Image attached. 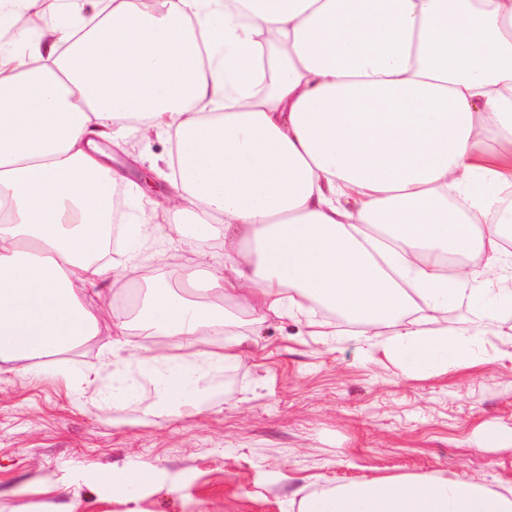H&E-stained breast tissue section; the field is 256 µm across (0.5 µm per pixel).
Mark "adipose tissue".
<instances>
[{
	"label": "adipose tissue",
	"instance_id": "1",
	"mask_svg": "<svg viewBox=\"0 0 512 512\" xmlns=\"http://www.w3.org/2000/svg\"><path fill=\"white\" fill-rule=\"evenodd\" d=\"M0 0V368H54L103 322L131 349L112 281L139 278L148 222H112L100 142L165 133L153 166L207 251L139 278L161 407L203 410L253 320L312 304L360 325L407 375L468 366L512 315V0H60L45 26ZM480 255L448 267L446 255ZM475 310L464 331L449 307ZM224 332L214 349L206 337ZM298 512H512V486L463 472L299 486Z\"/></svg>",
	"mask_w": 512,
	"mask_h": 512
}]
</instances>
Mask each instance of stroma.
<instances>
[{"label": "stroma", "instance_id": "stroma-1", "mask_svg": "<svg viewBox=\"0 0 512 512\" xmlns=\"http://www.w3.org/2000/svg\"><path fill=\"white\" fill-rule=\"evenodd\" d=\"M169 149L130 130L112 166L133 180ZM196 247L195 238L163 231L142 264L163 274L169 254ZM247 331L232 390L189 416L159 408L153 379L135 370L129 352L101 368L107 322L64 356L97 371L80 394L52 371L24 381L0 373V512H289L299 485L371 473L463 471L493 486L512 482V446L476 444L487 425L512 430V319L491 325L469 367L414 377L343 322L332 336L293 317ZM117 388L135 399L113 404ZM135 462L177 479V491L152 486L131 496L96 478L101 468Z\"/></svg>", "mask_w": 512, "mask_h": 512}]
</instances>
